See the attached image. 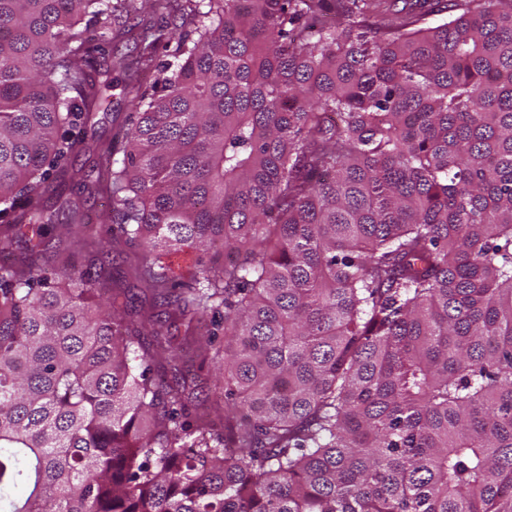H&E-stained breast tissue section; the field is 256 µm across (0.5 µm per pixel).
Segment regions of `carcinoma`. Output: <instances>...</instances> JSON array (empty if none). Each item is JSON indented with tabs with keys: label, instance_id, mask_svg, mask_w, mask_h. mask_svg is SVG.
<instances>
[{
	"label": "carcinoma",
	"instance_id": "obj_1",
	"mask_svg": "<svg viewBox=\"0 0 512 512\" xmlns=\"http://www.w3.org/2000/svg\"><path fill=\"white\" fill-rule=\"evenodd\" d=\"M133 2L0 0V512H512V0ZM101 61L99 237L43 194ZM106 66L97 65L100 74L97 76L101 85V98L92 123L94 127H88L87 141L92 144L94 140H110L117 132L126 112H130L127 106L126 95L120 84L112 82L113 74H105ZM94 128V130H93ZM93 136V137H92ZM201 377L203 379L202 388L203 392L200 393L201 398L208 399L207 405L217 407L222 402L224 396V375L223 377H216L212 371L210 365L206 364L201 371Z\"/></svg>",
	"mask_w": 512,
	"mask_h": 512
}]
</instances>
